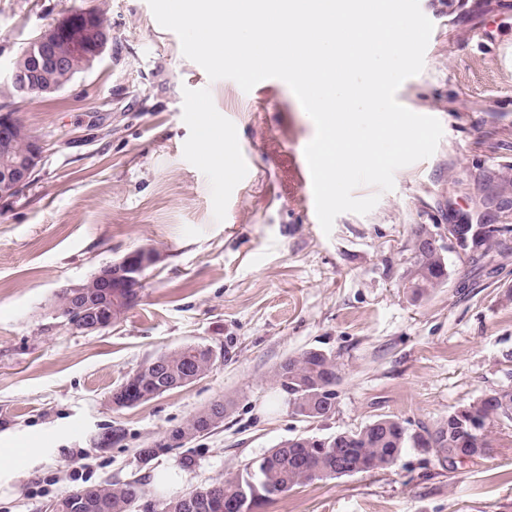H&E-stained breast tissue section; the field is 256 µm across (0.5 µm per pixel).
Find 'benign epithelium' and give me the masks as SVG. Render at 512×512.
Segmentation results:
<instances>
[{
  "mask_svg": "<svg viewBox=\"0 0 512 512\" xmlns=\"http://www.w3.org/2000/svg\"><path fill=\"white\" fill-rule=\"evenodd\" d=\"M112 43V33L102 16L94 11H75L60 22L49 25L34 35L25 47L28 66L11 71L0 88L16 94L51 95L63 86L48 81L51 73L69 71L74 64L89 69ZM0 141L8 148L0 154V196L12 194L27 185L37 173L45 157V144L34 136L15 112L0 107ZM160 261L151 249L136 250L119 261L100 267L88 282L64 288L66 302L58 309L70 329L89 335L116 323L113 311L135 305L139 297L117 296L114 288L143 286L145 271ZM102 290L105 301L92 305L86 301L88 289Z\"/></svg>",
  "mask_w": 512,
  "mask_h": 512,
  "instance_id": "1",
  "label": "benign epithelium"
}]
</instances>
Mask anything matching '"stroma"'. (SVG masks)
Instances as JSON below:
<instances>
[{"mask_svg": "<svg viewBox=\"0 0 512 512\" xmlns=\"http://www.w3.org/2000/svg\"><path fill=\"white\" fill-rule=\"evenodd\" d=\"M434 28L424 68L397 100L437 118L435 153L396 171L365 215L318 222L301 162L315 125L289 86L210 81L147 0H0V80L41 29L99 11L112 43L67 87L8 97L46 144L35 180L0 197V512H43L107 480H141L134 512L241 470L280 442L391 416L435 427L460 404L512 387V0H420ZM206 98L207 111L198 108ZM222 135L241 172L201 161ZM453 224H488L459 244ZM439 233L448 279L412 299L403 274L419 228ZM160 255L139 302L82 336L56 292L138 249ZM187 343L217 357L200 380L131 408L112 391L148 359ZM336 357L329 418L302 421L274 384L287 357ZM223 423L181 448L160 442L213 401ZM455 466L418 448L395 466L314 480L259 512H512V423ZM157 445L150 459L141 448ZM162 469L176 476L153 480Z\"/></svg>", "mask_w": 512, "mask_h": 512, "instance_id": "stroma-1", "label": "stroma"}]
</instances>
